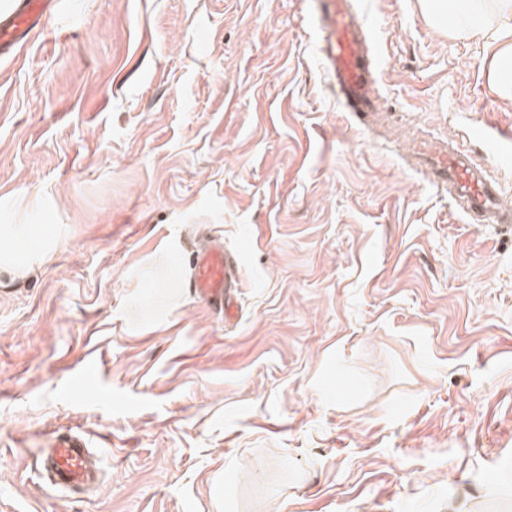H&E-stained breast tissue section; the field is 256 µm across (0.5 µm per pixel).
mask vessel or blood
<instances>
[{"mask_svg":"<svg viewBox=\"0 0 512 512\" xmlns=\"http://www.w3.org/2000/svg\"><path fill=\"white\" fill-rule=\"evenodd\" d=\"M316 2L320 15L318 49L330 79L347 111L360 125H370L378 110V76L366 24L354 0ZM52 5L53 0H21L19 7L0 20V56L14 55L33 35L42 33V19ZM408 153L432 183L448 188L456 208L473 223L512 224V209L503 205L498 184L473 165L467 152L444 141L416 137ZM186 261L191 270L187 286L197 299L225 318L236 317L238 254L212 240L188 252ZM41 449L43 476L51 486L77 491L98 484L93 452L84 435L55 431L45 437Z\"/></svg>","mask_w":512,"mask_h":512,"instance_id":"obj_1","label":"vessel or blood"}]
</instances>
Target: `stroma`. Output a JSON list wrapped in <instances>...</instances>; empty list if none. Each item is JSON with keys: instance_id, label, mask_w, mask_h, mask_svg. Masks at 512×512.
Listing matches in <instances>:
<instances>
[{"instance_id": "stroma-1", "label": "stroma", "mask_w": 512, "mask_h": 512, "mask_svg": "<svg viewBox=\"0 0 512 512\" xmlns=\"http://www.w3.org/2000/svg\"><path fill=\"white\" fill-rule=\"evenodd\" d=\"M387 126L356 125L313 0H58L0 59V512H512V230L470 223L411 134L512 206L490 48L366 0ZM241 255L238 315L186 286ZM84 434L100 487L39 477Z\"/></svg>"}]
</instances>
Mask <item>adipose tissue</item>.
<instances>
[{"label":"adipose tissue","instance_id":"obj_1","mask_svg":"<svg viewBox=\"0 0 512 512\" xmlns=\"http://www.w3.org/2000/svg\"><path fill=\"white\" fill-rule=\"evenodd\" d=\"M420 6L432 28L454 23L460 39L489 46L512 37V0H420Z\"/></svg>","mask_w":512,"mask_h":512}]
</instances>
